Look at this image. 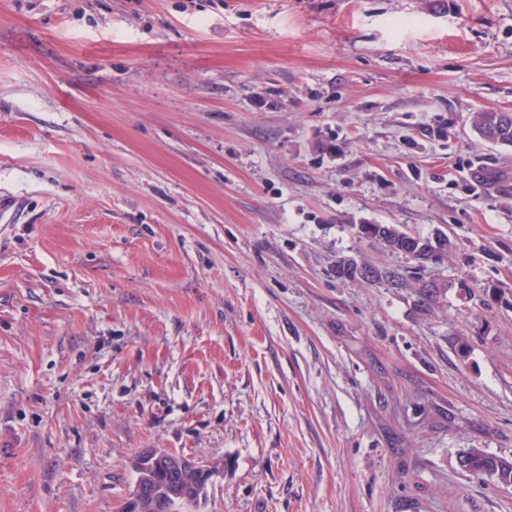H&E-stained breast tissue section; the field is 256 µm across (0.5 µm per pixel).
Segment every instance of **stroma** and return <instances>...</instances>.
Wrapping results in <instances>:
<instances>
[{"mask_svg": "<svg viewBox=\"0 0 512 512\" xmlns=\"http://www.w3.org/2000/svg\"><path fill=\"white\" fill-rule=\"evenodd\" d=\"M494 111L512 0H0V512H118L152 448L193 512H512L460 465L512 459ZM473 127L481 141H493L512 146L511 112H483ZM372 227L370 229L371 234L366 235L367 238L377 239L387 247L388 250L394 253L403 254L407 257H410L411 252H415L419 249L420 258L419 260H428L431 257V252L424 251V243L431 242L429 238L422 237L419 234H416V239L406 240L404 238H400L399 234L410 235L411 232L401 230H397V233H391L390 236L385 235V230L382 229L385 225L391 224H367ZM379 230H382L381 234ZM160 460H162L167 480H178L186 472H190L182 478V482L188 485L195 480V483L185 491L190 492L194 498L204 495L215 471L209 462L202 458L185 456L166 448H153L140 454L135 464L138 468L148 470L158 467Z\"/></svg>", "mask_w": 512, "mask_h": 512, "instance_id": "obj_1", "label": "stroma"}]
</instances>
